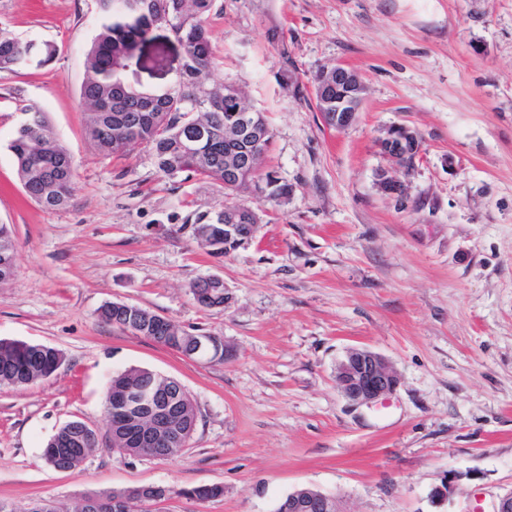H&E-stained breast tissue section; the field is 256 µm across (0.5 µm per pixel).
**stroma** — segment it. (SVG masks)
Listing matches in <instances>:
<instances>
[{
	"label": "stroma",
	"instance_id": "35a3bbf8",
	"mask_svg": "<svg viewBox=\"0 0 512 512\" xmlns=\"http://www.w3.org/2000/svg\"><path fill=\"white\" fill-rule=\"evenodd\" d=\"M101 24L97 0H0V32L58 48L47 66L0 71V224L15 242L0 339L64 356L36 384L0 387V504L73 512L153 485L174 493L148 512H273L306 486L341 512H496L512 491V0H214L208 79L264 114L263 170L288 187L242 193L261 224L226 257L194 233L223 209L222 188L159 172L144 148L112 159L89 146L80 86ZM181 58L155 27L124 78L167 89ZM339 63L365 92L334 130L314 77ZM21 102L46 113L74 160L68 209H43L19 180L8 144ZM394 124L422 142L399 197L378 185ZM209 275L228 306L195 302L191 285ZM113 301L221 336L230 356L192 360L112 327L98 311ZM353 347L393 368L392 395L356 405L337 388ZM131 367L187 389L188 446L153 458L103 442L76 469L49 465L44 447L67 421L106 432L107 387ZM212 484L223 496L184 494Z\"/></svg>",
	"mask_w": 512,
	"mask_h": 512
}]
</instances>
